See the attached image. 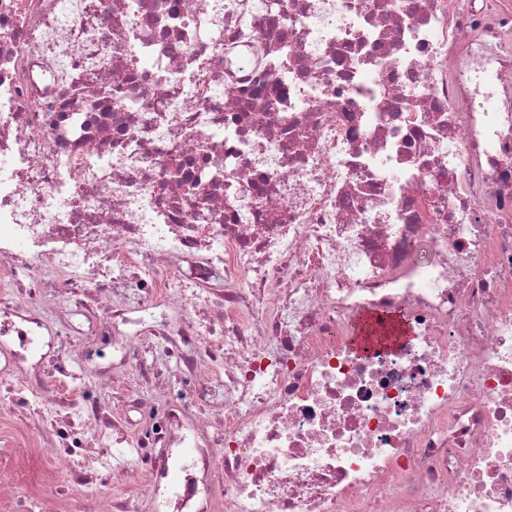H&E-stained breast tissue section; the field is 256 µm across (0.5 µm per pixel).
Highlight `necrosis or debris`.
<instances>
[{"mask_svg": "<svg viewBox=\"0 0 512 512\" xmlns=\"http://www.w3.org/2000/svg\"><path fill=\"white\" fill-rule=\"evenodd\" d=\"M2 163L14 512H512V0H0Z\"/></svg>", "mask_w": 512, "mask_h": 512, "instance_id": "1", "label": "necrosis or debris"}]
</instances>
